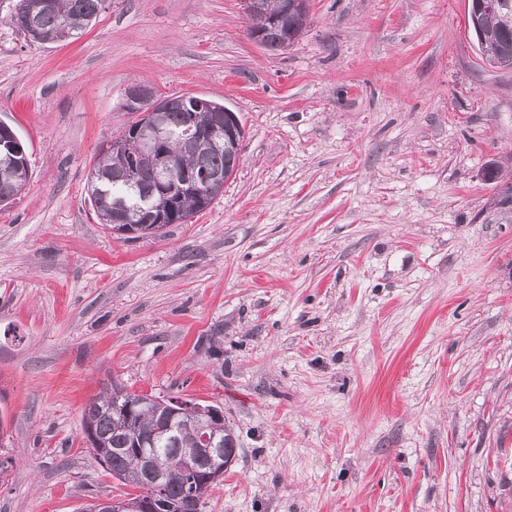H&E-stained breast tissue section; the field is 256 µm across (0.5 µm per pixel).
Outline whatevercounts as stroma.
I'll use <instances>...</instances> for the list:
<instances>
[{"label": "stroma", "mask_w": 512, "mask_h": 512, "mask_svg": "<svg viewBox=\"0 0 512 512\" xmlns=\"http://www.w3.org/2000/svg\"><path fill=\"white\" fill-rule=\"evenodd\" d=\"M14 5L0 119L31 177L0 205V512L126 493L82 430L114 378L223 409L240 451L205 512H512V70L469 0H311L277 51L239 0H105L51 43ZM135 83L245 138L207 209L125 241L86 182Z\"/></svg>", "instance_id": "1"}]
</instances>
